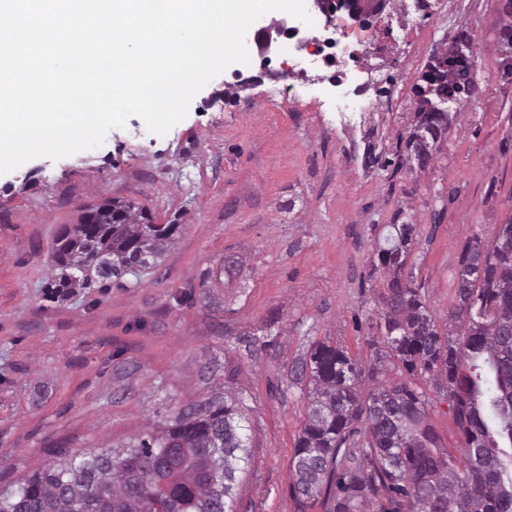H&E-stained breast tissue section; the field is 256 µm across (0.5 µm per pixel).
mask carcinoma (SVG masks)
Returning <instances> with one entry per match:
<instances>
[{
  "label": "carcinoma",
  "instance_id": "cac0c4a2",
  "mask_svg": "<svg viewBox=\"0 0 512 512\" xmlns=\"http://www.w3.org/2000/svg\"><path fill=\"white\" fill-rule=\"evenodd\" d=\"M454 82L416 121L398 166L424 169L441 150L457 103ZM66 224L48 255L50 297L102 290L112 279L140 276L163 262L180 225L152 224L134 206L114 201ZM376 245L371 275L385 311L377 322L385 349L370 367L316 341L292 366L291 384L307 391V415L291 461L301 503L328 512H512V220L493 241L467 244L457 261V303L448 312L454 339L406 269L415 225L394 224ZM402 378L383 382V356ZM448 383L461 456L429 423L430 398L418 381ZM367 393L360 392L364 383ZM244 398L219 384L208 398L176 406L162 424L123 449L51 452L52 461L0 489V512H235L234 485L249 442Z\"/></svg>",
  "mask_w": 512,
  "mask_h": 512
}]
</instances>
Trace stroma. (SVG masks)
Listing matches in <instances>:
<instances>
[{
    "label": "stroma",
    "mask_w": 512,
    "mask_h": 512,
    "mask_svg": "<svg viewBox=\"0 0 512 512\" xmlns=\"http://www.w3.org/2000/svg\"><path fill=\"white\" fill-rule=\"evenodd\" d=\"M451 24L468 33L471 95L456 105L426 171L392 166L409 122L380 110L382 165L351 157L338 87L269 77L260 63L223 72L168 133L130 117L93 149L36 158L0 175V487L57 448L112 447L201 400L214 381L242 392L251 429L237 512H326L291 492L306 395L290 385L312 341L369 358L383 306L367 283L379 238L415 224L408 258L438 319L456 300V262L473 235L512 219V0H469ZM295 85L288 100L275 85ZM117 199L180 227L161 266L126 285L48 298L46 258L66 224ZM238 277L218 276L225 256ZM191 303H179L182 294ZM273 343L247 355L244 337Z\"/></svg>",
    "instance_id": "35a3bbf8"
}]
</instances>
